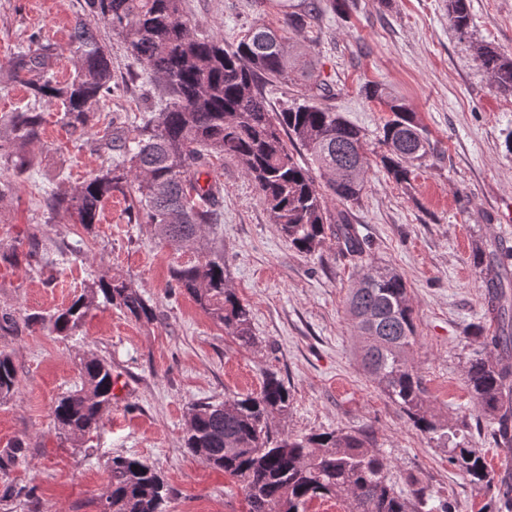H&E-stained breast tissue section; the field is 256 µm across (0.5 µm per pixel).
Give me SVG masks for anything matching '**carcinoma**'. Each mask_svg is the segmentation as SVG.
Segmentation results:
<instances>
[{"mask_svg": "<svg viewBox=\"0 0 512 512\" xmlns=\"http://www.w3.org/2000/svg\"><path fill=\"white\" fill-rule=\"evenodd\" d=\"M85 7L109 26L158 96L150 113L118 123L110 118L97 132L98 151L108 160L99 174L68 191H43L45 223L69 214L85 227L97 224L105 202L118 192L128 201L129 221L150 225L177 251H197L224 216L220 187L200 184L201 176L210 175L214 158L238 159L296 250L311 254L326 231L336 232L342 253L362 267L348 308L368 374L413 428L448 449L450 464L492 493V512H512V491L501 489L484 456L471 445L468 424L457 428L442 422L427 406L422 378L408 358L416 327L404 279L374 265L347 210L328 211L330 198L344 205L358 200L369 166L362 130L320 103L330 89L312 82L308 50L286 44L279 29L266 24L227 48L222 38L195 34L184 0H85ZM322 12L320 0H302L283 12L284 24L303 30ZM448 18L460 35L468 34L469 0H448ZM69 51L75 74L64 82L55 75L56 48L38 36L0 63V81L23 84L28 96L0 127V166L17 177L31 171V148L40 139L45 106H59L63 125L80 140L112 94L111 57L81 18L72 28ZM475 54L496 90L512 95V58L484 44L475 46ZM292 80L306 87L305 101L270 111L262 83ZM365 93L392 114L380 135L385 147L380 163L396 182L406 183L411 168L422 164L433 147L404 99L376 84L366 86ZM291 145L306 152L307 164L294 158ZM315 171L325 185L316 182ZM0 259L9 264L22 259L41 271L54 264L51 248L35 237L25 252L3 251ZM474 263L484 276L491 319L497 323L495 334L484 335L481 326L476 335L497 350V357L473 352L464 375L478 416L494 425L492 437L499 444L500 424L512 419V300L507 293L512 253L501 256L479 248ZM169 287L190 294L240 347L258 343L250 309L226 286L223 251L209 247L198 260L176 264ZM100 298L137 320L153 318L144 295L113 276L93 282L50 315L45 327L58 336L73 335ZM79 375L80 387L61 396L51 411L55 430L77 447L100 427L117 382L112 365L94 356L81 360ZM17 384L13 361L1 351L0 403L13 397ZM291 401L284 381L270 372L256 394L197 402L190 408L184 449L231 477L249 512H304L308 502L329 496L343 499L346 512H453L446 499L431 503L433 496L414 480L410 497L395 490L388 463L366 432L338 428L304 437L281 432L275 419L288 414ZM107 473L100 512H165L169 489L152 465L119 455L108 460Z\"/></svg>", "mask_w": 512, "mask_h": 512, "instance_id": "1", "label": "carcinoma"}]
</instances>
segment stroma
I'll return each mask as SVG.
<instances>
[{
    "label": "stroma",
    "mask_w": 512,
    "mask_h": 512,
    "mask_svg": "<svg viewBox=\"0 0 512 512\" xmlns=\"http://www.w3.org/2000/svg\"><path fill=\"white\" fill-rule=\"evenodd\" d=\"M447 0H345L325 6L317 26L293 33L314 63L317 80L330 86L327 106L364 133L370 170L351 222L375 261L403 276L414 308L416 341L409 359L438 418L466 420L472 442L490 468L503 462L487 425L476 419L464 362L481 341L486 287L473 265L475 249L512 250V96L496 93L471 41L512 56V0H470L474 27L460 37L448 20ZM197 33L236 44L253 25L281 26L270 0H185ZM93 28L112 57L111 115L141 114L151 88L112 38L109 27L84 8V0H0V62L30 35H40L62 56L59 79L70 78L67 53L76 18ZM385 85L408 101L435 147L396 183L381 167L378 143L387 109L363 93L366 83ZM36 161L28 178L14 181L0 199V250H26L32 236L54 241L53 272L0 261V310L18 317L48 316L67 305L99 276L131 281L149 301L153 321H138L99 303L69 337L42 326L23 333L0 330V351L10 354L18 390L0 404V458L24 440L23 462L0 470V489L19 494L0 512H99L107 488L105 462L135 455L153 464L171 489L166 512H248L232 479L183 449L191 404L259 392L274 371L292 395L278 427L295 436L331 429L364 430L381 448L398 490L414 477L455 512H487L490 494L472 485L415 430L400 407L365 374L360 340L347 311L358 271L343 257L334 235L312 254L297 251L279 232L242 164L214 162L222 188L227 283L251 310L257 348L239 347L221 323L187 293H171L172 264L197 260L177 252L146 224L128 223L126 202L114 195L92 227L62 215L43 218L42 190H66L99 173L105 164L93 137L73 141L48 107ZM96 356L119 377L104 424L73 448L53 427L55 400L78 381L83 357Z\"/></svg>",
    "instance_id": "obj_1"
}]
</instances>
